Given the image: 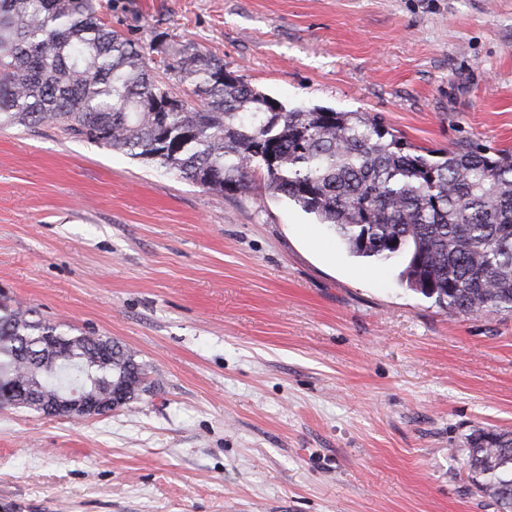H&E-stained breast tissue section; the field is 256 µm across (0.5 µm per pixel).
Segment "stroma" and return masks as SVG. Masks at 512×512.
Returning <instances> with one entry per match:
<instances>
[{
	"label": "stroma",
	"instance_id": "1",
	"mask_svg": "<svg viewBox=\"0 0 512 512\" xmlns=\"http://www.w3.org/2000/svg\"><path fill=\"white\" fill-rule=\"evenodd\" d=\"M285 107L512 149V0H98ZM253 184L216 197L57 125L0 124V303L120 342L152 387L83 420L0 409V512H499L512 316L448 313ZM468 444L473 485L493 498L502 512H512V433L478 430Z\"/></svg>",
	"mask_w": 512,
	"mask_h": 512
}]
</instances>
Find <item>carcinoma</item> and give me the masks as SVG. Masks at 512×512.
Returning <instances> with one entry per match:
<instances>
[{
  "mask_svg": "<svg viewBox=\"0 0 512 512\" xmlns=\"http://www.w3.org/2000/svg\"><path fill=\"white\" fill-rule=\"evenodd\" d=\"M113 30L97 0H0V122L59 124L157 162L217 197L265 189L314 215L356 258L402 256L401 280L456 315L512 314V150L416 147L367 112L286 110L184 45L160 64ZM33 311L0 314V379L52 396L71 386L147 391V370L110 338L70 336ZM478 491L512 512V433L470 435Z\"/></svg>",
  "mask_w": 512,
  "mask_h": 512,
  "instance_id": "1",
  "label": "carcinoma"
}]
</instances>
